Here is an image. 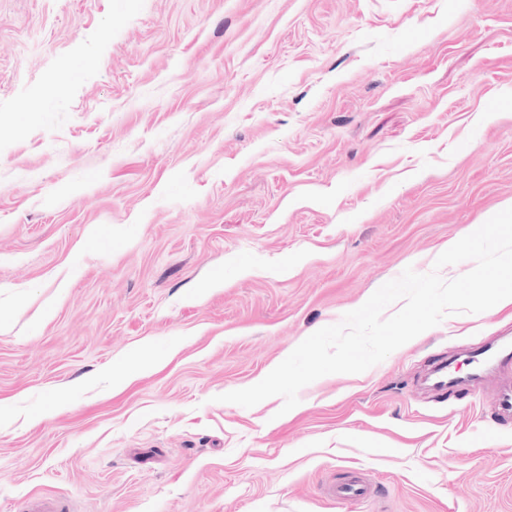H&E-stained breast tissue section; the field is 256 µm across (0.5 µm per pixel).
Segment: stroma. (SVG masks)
I'll return each instance as SVG.
<instances>
[{
    "instance_id": "35a3bbf8",
    "label": "stroma",
    "mask_w": 512,
    "mask_h": 512,
    "mask_svg": "<svg viewBox=\"0 0 512 512\" xmlns=\"http://www.w3.org/2000/svg\"><path fill=\"white\" fill-rule=\"evenodd\" d=\"M509 199L512 0H0V512H512V306L221 400ZM372 494V485L359 477L352 478L349 482L331 487L327 495L340 500H363Z\"/></svg>"
}]
</instances>
